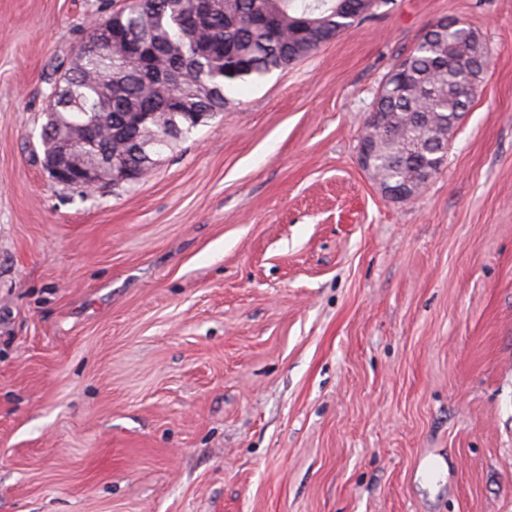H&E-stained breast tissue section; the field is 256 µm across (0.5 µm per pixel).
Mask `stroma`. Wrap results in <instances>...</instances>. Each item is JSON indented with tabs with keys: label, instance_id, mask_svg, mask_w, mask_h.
I'll use <instances>...</instances> for the list:
<instances>
[{
	"label": "stroma",
	"instance_id": "1",
	"mask_svg": "<svg viewBox=\"0 0 512 512\" xmlns=\"http://www.w3.org/2000/svg\"><path fill=\"white\" fill-rule=\"evenodd\" d=\"M123 3L0 0V512H512V0H389L66 187L48 81ZM442 19L488 68L396 202L358 144ZM90 162V163H89ZM52 179L67 186H81L85 190L105 184L121 183L133 173L122 166L112 163H98L88 154L64 157L58 166L51 167Z\"/></svg>",
	"mask_w": 512,
	"mask_h": 512
}]
</instances>
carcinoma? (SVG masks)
<instances>
[{"mask_svg": "<svg viewBox=\"0 0 512 512\" xmlns=\"http://www.w3.org/2000/svg\"><path fill=\"white\" fill-rule=\"evenodd\" d=\"M362 0H213L210 21L194 32L197 42L224 39V50L194 58L184 22L194 0H132L94 22L81 47V64L53 82L42 125L43 161L70 128L97 125L100 139L83 149L108 148L125 164L151 173L165 150L204 120L223 112L229 93L260 81L313 54L352 26ZM133 33L155 49V64L112 50V41ZM486 52L467 26L447 25L441 35L419 41L384 80L378 111L387 113L384 139L371 176L385 183L411 182L423 166L436 174L444 165L431 140L456 125L459 81L467 86L484 72ZM135 112H164L148 133L123 125Z\"/></svg>", "mask_w": 512, "mask_h": 512, "instance_id": "carcinoma-1", "label": "carcinoma"}]
</instances>
